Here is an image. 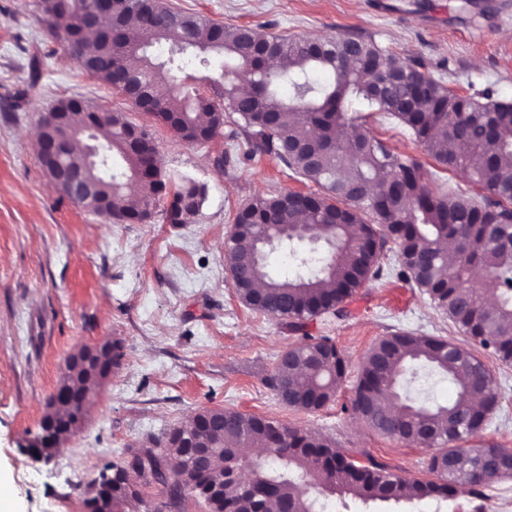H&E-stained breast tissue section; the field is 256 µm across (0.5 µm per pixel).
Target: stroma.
Segmentation results:
<instances>
[{"instance_id": "obj_1", "label": "stroma", "mask_w": 512, "mask_h": 512, "mask_svg": "<svg viewBox=\"0 0 512 512\" xmlns=\"http://www.w3.org/2000/svg\"><path fill=\"white\" fill-rule=\"evenodd\" d=\"M174 7L226 25L273 34L327 37L355 33L427 71L461 93L492 90L512 100V0H169ZM41 62L30 82L32 59ZM79 97L124 112L147 128L166 174L203 185L206 199L188 224L165 218L159 198L149 221L116 224L62 197L38 160L37 124L56 100ZM368 128L423 166V147L382 113ZM224 166H216L219 153ZM311 192L269 155L247 156L244 137L220 135L188 144L101 82L83 73L49 34L38 0H0V485L11 512H46L47 502L87 512V491L129 447L150 445L204 409L232 408L332 440L357 460L373 456L404 479L425 475L427 450L389 438L346 407L363 361L399 331L466 337L400 277L395 250L378 263L382 279L348 301L342 317L310 320L314 336L333 339L345 359L334 400L306 413L284 405L265 380L298 336L275 316L238 299L226 274L224 238L239 207L280 191ZM118 343L120 366L94 393L78 432L52 460L30 452L68 360L88 345ZM479 356L500 404L480 442L512 448V364ZM414 512H512V476L474 497L466 487L445 501L423 500Z\"/></svg>"}]
</instances>
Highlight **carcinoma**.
Returning a JSON list of instances; mask_svg holds the SVG:
<instances>
[{
  "label": "carcinoma",
  "instance_id": "carcinoma-1",
  "mask_svg": "<svg viewBox=\"0 0 512 512\" xmlns=\"http://www.w3.org/2000/svg\"><path fill=\"white\" fill-rule=\"evenodd\" d=\"M89 0H40L52 35L82 47L81 70L125 94H140L142 109L166 121L165 128L186 143L198 131L219 135L226 120L243 131L249 154L274 156L285 169L319 187L290 206L295 192L259 195L236 213L252 232L224 250L225 265L236 276L239 299L250 309L275 312L292 332H303L292 346L293 367L280 362L266 385L288 407L314 412L336 396L343 358L329 336L304 332L306 321L323 314L343 315L347 300L367 282L379 279L376 246L393 242L401 273L427 293L437 307L482 349L512 363V101L492 98L490 90L459 94L392 51L358 35L307 38L270 34L250 25L216 23L158 0L143 28L150 39L134 41L130 20L140 19L138 0H114L107 40L89 38L84 27ZM160 46L165 59L151 51ZM224 58V72L206 76L191 92L174 83L175 73L194 57ZM279 62L276 67L270 66ZM324 70L331 81L311 79ZM286 84L288 96L278 88ZM158 86L165 88L156 94ZM364 112H383L423 146L442 171L468 176L465 191L423 183L421 165L391 148L368 130L350 135ZM54 112L69 113L75 140L84 129L101 152L98 164L73 150L64 164L91 184L96 195L112 201L115 220L138 222L161 196H171L165 218L185 224L204 201V190L188 181L171 182L162 172L144 171L152 138L130 144L123 113L91 108L83 101L61 100ZM307 238L334 241L335 248L310 276L275 280L268 276L265 249ZM452 242L456 260L445 259ZM429 368L456 390L446 405L413 395L419 369ZM489 371L474 351L439 336L401 331L381 339L367 353L350 402L351 411L372 431L391 438L419 429L444 452L426 461L428 477L402 479L369 456L360 463L315 434L232 409L204 410L179 433L197 448H208L211 465L186 472L190 457L164 437L147 448H129L116 466L130 469L143 483L163 488L166 502L157 512H181L189 496L203 499L211 512H325L320 496H353L383 512L424 499L444 500L464 485L483 489L512 476V449L472 446L499 403L487 388ZM95 382L69 367L44 421L56 423L52 440L85 417ZM264 448L265 463L254 486L244 488L234 472L246 466L241 448ZM141 490L117 484L85 500L87 512H140Z\"/></svg>",
  "mask_w": 512,
  "mask_h": 512
}]
</instances>
